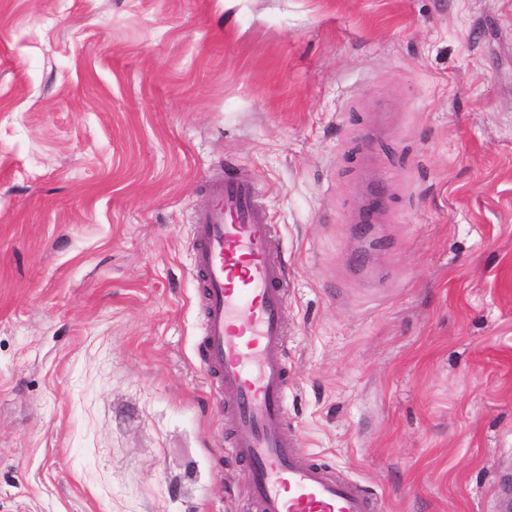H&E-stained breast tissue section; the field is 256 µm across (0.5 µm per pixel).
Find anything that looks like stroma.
I'll return each mask as SVG.
<instances>
[{
    "instance_id": "35a3bbf8",
    "label": "stroma",
    "mask_w": 512,
    "mask_h": 512,
    "mask_svg": "<svg viewBox=\"0 0 512 512\" xmlns=\"http://www.w3.org/2000/svg\"><path fill=\"white\" fill-rule=\"evenodd\" d=\"M288 269V434L512 512V0H0V512H251L194 216Z\"/></svg>"
}]
</instances>
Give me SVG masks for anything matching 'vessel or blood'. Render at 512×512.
Returning <instances> with one entry per match:
<instances>
[{
    "mask_svg": "<svg viewBox=\"0 0 512 512\" xmlns=\"http://www.w3.org/2000/svg\"><path fill=\"white\" fill-rule=\"evenodd\" d=\"M194 220L204 365L224 395L228 448L248 468L254 512H381L378 497L302 456L287 435L288 271L257 185L232 166L209 181Z\"/></svg>",
    "mask_w": 512,
    "mask_h": 512,
    "instance_id": "obj_1",
    "label": "vessel or blood"
}]
</instances>
